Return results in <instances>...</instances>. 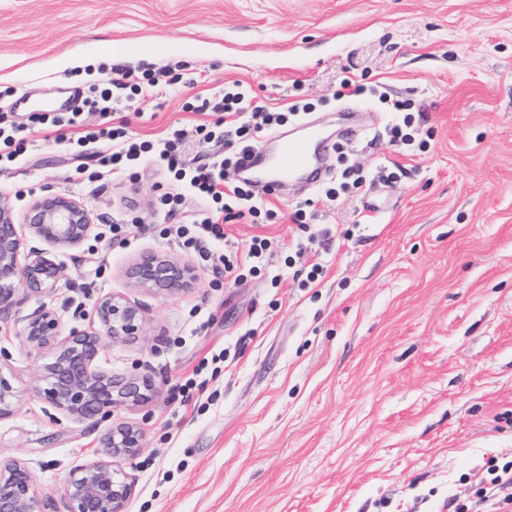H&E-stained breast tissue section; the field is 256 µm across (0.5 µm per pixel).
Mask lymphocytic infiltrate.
Masks as SVG:
<instances>
[{"label":"lymphocytic infiltrate","mask_w":512,"mask_h":512,"mask_svg":"<svg viewBox=\"0 0 512 512\" xmlns=\"http://www.w3.org/2000/svg\"><path fill=\"white\" fill-rule=\"evenodd\" d=\"M180 81L171 67L159 73L134 78L129 73L113 79L111 90L85 98L84 110L73 112H34L28 123L19 124L12 113H0V162L15 161L32 146V125L62 129L77 127L82 131L76 140L75 159H90L113 178H134L135 167L145 163L167 169L171 178L163 185L159 203L174 223L165 235L178 245L197 253L225 277L235 276L241 260L262 259L267 242L253 237L246 251H238L228 241L224 225L233 220L277 219L267 201L254 193L252 183L240 181L236 170L242 153L254 147L258 139L284 127L289 117L299 115V105L276 112L253 108L243 93L218 89L196 96L189 111L213 115L212 125L177 127L165 136L152 140L133 138L128 130L127 113L139 111L144 99L166 95ZM97 113L98 123L84 128L83 111ZM206 141L212 148L205 158L187 160L184 148L191 141Z\"/></svg>","instance_id":"lymphocytic-infiltrate-1"}]
</instances>
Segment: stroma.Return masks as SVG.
I'll list each match as a JSON object with an SVG mask.
<instances>
[{"label": "stroma", "instance_id": "1", "mask_svg": "<svg viewBox=\"0 0 512 512\" xmlns=\"http://www.w3.org/2000/svg\"><path fill=\"white\" fill-rule=\"evenodd\" d=\"M178 61L187 86L127 113L135 137L204 122L185 103L240 82L255 106L306 100L331 126L363 105L347 162L398 178L330 203L270 194L286 213L306 204L307 221L226 224L238 246L268 240L258 269L231 281L163 235L165 171L90 180L70 146L34 128V150L0 170V194L19 215L72 195L94 231L56 253L51 296L0 321L14 391L0 460L25 463L48 512H62L108 423H130L143 441L121 463L136 482L127 512H494L490 468L512 460V0H0V110L19 121L79 105L114 69ZM347 78L410 102L423 147L392 146L397 113L347 95ZM127 213L145 232L103 235ZM321 230L325 248L297 254ZM146 251L193 266L192 288H130L125 272ZM110 293L139 303L142 328L98 364L153 388L110 422L77 420L36 393L50 354L22 329L43 303L62 331L91 328Z\"/></svg>", "mask_w": 512, "mask_h": 512}]
</instances>
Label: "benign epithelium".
<instances>
[{
  "label": "benign epithelium",
  "instance_id": "1",
  "mask_svg": "<svg viewBox=\"0 0 512 512\" xmlns=\"http://www.w3.org/2000/svg\"><path fill=\"white\" fill-rule=\"evenodd\" d=\"M19 231L10 197L0 194V313L17 304L16 297L48 296L57 288L62 271L45 249H25V237L55 250L80 247L94 225L86 202L68 194H49L32 202ZM130 286L163 289L172 294L191 287L194 267L169 256L142 255L127 269ZM94 317L101 329L73 327L62 335L59 320L46 305L26 318L24 334L30 344L53 354L44 366V387L37 388L55 409L76 419L108 418L114 408L135 403L150 390L148 380L118 377L96 368L105 349L102 337L112 340L137 335L141 309L124 294H108L97 301ZM13 392L0 375V419L12 413ZM103 456L72 473L64 487L66 512H127L135 481L117 462L135 457L142 448L140 428L121 423L105 429L99 439ZM41 502L27 467L19 461L0 463V512H42Z\"/></svg>",
  "mask_w": 512,
  "mask_h": 512
}]
</instances>
